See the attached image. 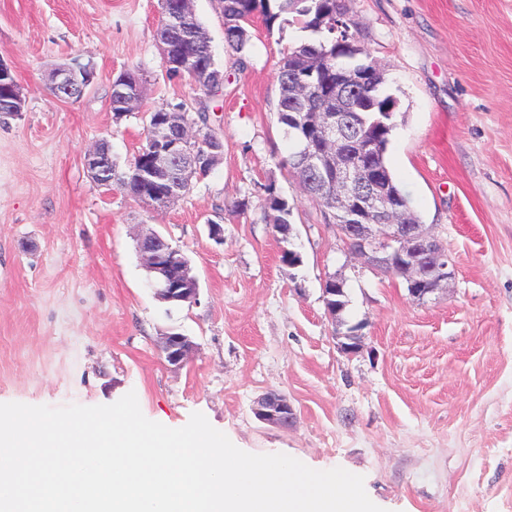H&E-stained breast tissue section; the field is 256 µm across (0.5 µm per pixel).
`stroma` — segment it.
Segmentation results:
<instances>
[{"label": "stroma", "instance_id": "1", "mask_svg": "<svg viewBox=\"0 0 512 512\" xmlns=\"http://www.w3.org/2000/svg\"><path fill=\"white\" fill-rule=\"evenodd\" d=\"M345 7L399 103L387 164L453 262L447 291L421 304L351 260L279 164L278 62L314 38L292 15L254 23L242 66L214 0H194L224 72L203 102L224 157L155 209L99 185L85 155L104 141L126 168L149 112L202 103L190 80L165 76L160 0H0V60L25 100L0 122V403L94 406L132 391L167 427L200 412L246 452L361 475L385 512H512V0ZM75 59L94 83L58 99L49 74ZM126 71L144 95L117 120L112 82ZM271 195L293 210L289 234L265 217ZM147 230L189 259L197 303L156 297L137 249ZM335 272L348 303L334 319L322 288ZM171 329L195 345L179 367L159 347ZM349 335L357 352L341 348ZM270 391L293 405L292 427L254 415Z\"/></svg>", "mask_w": 512, "mask_h": 512}]
</instances>
